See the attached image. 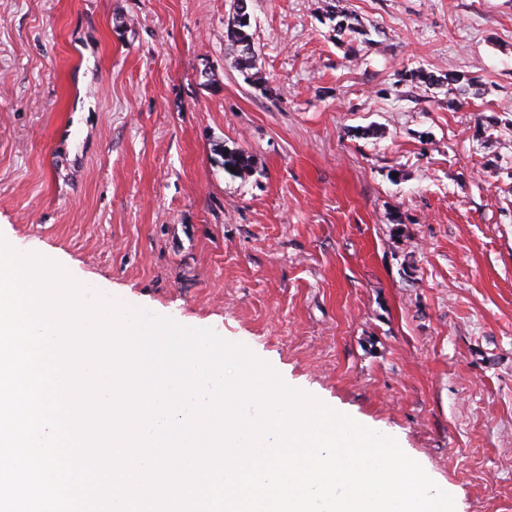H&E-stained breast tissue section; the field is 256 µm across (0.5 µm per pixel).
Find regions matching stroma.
<instances>
[{
	"instance_id": "stroma-1",
	"label": "stroma",
	"mask_w": 512,
	"mask_h": 512,
	"mask_svg": "<svg viewBox=\"0 0 512 512\" xmlns=\"http://www.w3.org/2000/svg\"><path fill=\"white\" fill-rule=\"evenodd\" d=\"M230 3L0 0V232L512 512V0H252L260 86ZM233 2L234 12L229 14L225 31L228 54L232 56L234 67L245 76V80L261 84L262 77L258 76V72H249L255 68V53L249 33L248 0ZM326 18L330 20V22H334L333 31L336 32V36L339 37H351L354 40H357V35L366 36L367 33L358 27V23H355L357 19L353 16V14L346 11L344 8L336 5V1L328 3L325 9ZM223 157L222 165L224 166V171L232 177L243 178L253 168L251 156L247 155L243 150L224 149ZM230 167L235 168V173H231Z\"/></svg>"
}]
</instances>
